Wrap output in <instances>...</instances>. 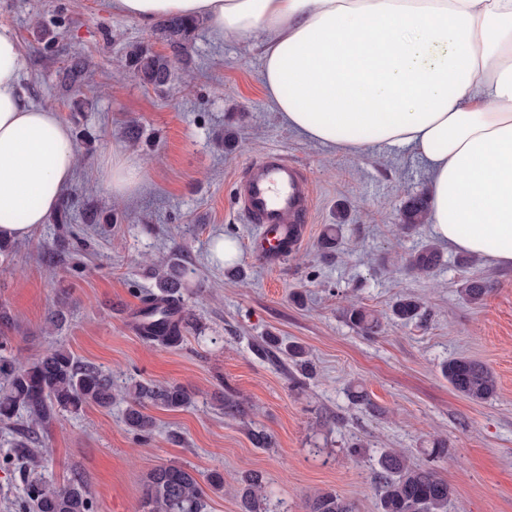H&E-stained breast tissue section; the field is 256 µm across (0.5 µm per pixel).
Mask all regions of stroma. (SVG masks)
<instances>
[{"mask_svg": "<svg viewBox=\"0 0 512 512\" xmlns=\"http://www.w3.org/2000/svg\"><path fill=\"white\" fill-rule=\"evenodd\" d=\"M0 25L25 57L26 96L57 110L80 154L66 192L69 225L47 221L0 257V307L11 315L0 336L22 364L62 344L111 371L118 386L147 379L193 393L185 408L153 410L145 442L124 426V400L59 413L42 438L39 473L60 482L81 471L97 512H139L146 474L169 464L223 473L211 512H239L238 479L248 471L268 481L270 512H305L321 489L354 501L357 512H377L378 451L400 448L421 463L442 439L448 455L431 463L454 491L448 512H512V268L478 256L461 266L444 246L432 274L407 269L408 254L435 241L429 225L400 227L405 200L424 191L419 161L402 150L351 154L299 137L266 93L260 48L218 40L206 25L162 89L130 77L125 54L134 44L160 53L165 45L152 28L114 14L110 0H0ZM76 52L89 70L75 94L64 72ZM114 146L146 164L142 194L117 200L101 186L100 159ZM269 150L299 163L314 191L300 247L275 265L249 251L257 227L245 223L233 192L240 169ZM341 220L339 250L324 251L326 225ZM219 238L235 241L236 260L214 259ZM175 252L191 329L180 346L164 348L140 337L136 314L156 288V266ZM472 277L491 286L479 305L459 294ZM407 294L425 303L426 322L389 320ZM353 304L383 316L378 336L346 321ZM59 309L66 322L49 331ZM264 336L301 345L310 375L280 350L258 352ZM458 356L495 372L494 397L472 402L452 389L441 368ZM358 388L374 410L352 404L348 393ZM228 396L242 400L244 415L225 414ZM255 429L270 435L269 447L253 444ZM355 443L364 448L358 458L347 453Z\"/></svg>", "mask_w": 512, "mask_h": 512, "instance_id": "stroma-1", "label": "stroma"}]
</instances>
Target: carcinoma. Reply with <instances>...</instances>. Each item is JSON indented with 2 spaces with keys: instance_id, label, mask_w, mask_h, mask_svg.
I'll return each instance as SVG.
<instances>
[{
  "instance_id": "carcinoma-1",
  "label": "carcinoma",
  "mask_w": 512,
  "mask_h": 512,
  "mask_svg": "<svg viewBox=\"0 0 512 512\" xmlns=\"http://www.w3.org/2000/svg\"><path fill=\"white\" fill-rule=\"evenodd\" d=\"M202 21L170 17L159 21L156 39L170 54L133 45L127 51V66L132 76L145 87L161 88L173 78L175 61L187 56ZM86 62L73 55L67 63V77L77 82L85 73ZM427 199L410 197L401 211V226L411 229L426 222ZM343 225L330 224L322 236L326 249L338 246ZM440 252L425 246L409 254L406 263L416 273L428 274L439 266ZM184 271L181 260L173 257L157 268L158 292L142 300L137 328L141 337L159 347H174L184 339L187 324L182 316L181 294ZM489 292L483 278L465 280L461 294L472 303H481ZM392 318L409 323L424 317L421 301L400 297L391 308ZM351 326L365 336H377L382 329L380 317L362 306L346 310ZM10 341L0 336V424L17 430L15 447L22 459L34 463L39 449L36 431L49 428L59 412L78 414L88 406L109 408L119 395L127 402L124 424L137 436L152 435L155 418L151 407L176 410L192 402V392L177 384L135 382L116 390L112 372L77 358L67 347L56 345L37 359L15 366L7 356ZM443 373L454 391L471 401L483 402L497 391V381L485 364L465 356L454 357L443 365ZM23 492L15 501V512H96L83 475L74 471L62 483L55 484L31 470L22 469ZM371 482L377 495V512H448L453 489L432 467L410 461L391 448L380 451L372 469ZM241 512H268L266 480L259 472L240 479L238 490ZM142 512H210L209 498L196 471L178 465L160 466L150 471L142 484ZM306 512H356L353 501L334 490H319L306 502Z\"/></svg>"
}]
</instances>
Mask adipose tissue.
<instances>
[{
  "label": "adipose tissue",
  "mask_w": 512,
  "mask_h": 512,
  "mask_svg": "<svg viewBox=\"0 0 512 512\" xmlns=\"http://www.w3.org/2000/svg\"><path fill=\"white\" fill-rule=\"evenodd\" d=\"M142 25L205 20L258 43L265 89L289 129L349 153L410 148L428 222L448 248L512 267V0H112ZM25 58L0 30V238L24 240L72 184L79 151L55 108L21 91ZM144 163L112 149L100 173L137 196Z\"/></svg>",
  "instance_id": "ef3b65f1"
}]
</instances>
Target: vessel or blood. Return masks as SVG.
Returning <instances> with one entry per match:
<instances>
[{
  "label": "vessel or blood",
  "mask_w": 512,
  "mask_h": 512,
  "mask_svg": "<svg viewBox=\"0 0 512 512\" xmlns=\"http://www.w3.org/2000/svg\"><path fill=\"white\" fill-rule=\"evenodd\" d=\"M234 196L247 223L257 225L251 247L273 264L300 246L313 208V189L305 170L270 150L248 162L234 182Z\"/></svg>",
  "instance_id": "vessel-or-blood-1"
}]
</instances>
